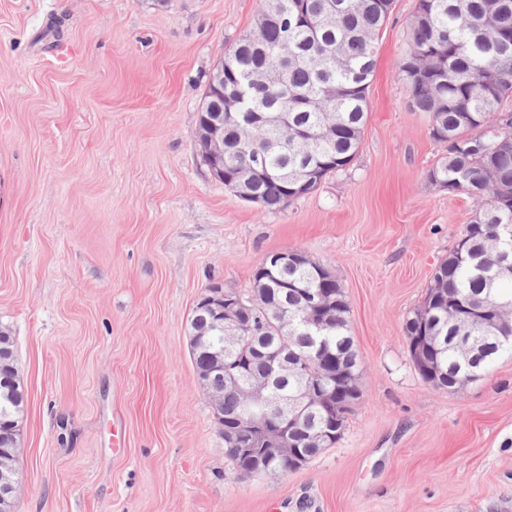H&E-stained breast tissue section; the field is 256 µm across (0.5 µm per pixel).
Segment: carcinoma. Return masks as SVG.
Segmentation results:
<instances>
[{"label": "carcinoma", "mask_w": 512, "mask_h": 512, "mask_svg": "<svg viewBox=\"0 0 512 512\" xmlns=\"http://www.w3.org/2000/svg\"><path fill=\"white\" fill-rule=\"evenodd\" d=\"M252 32L224 56V80L252 72L247 98L256 122L247 126L224 104L225 188L241 187L265 211L280 210L297 199L296 185L283 172H313L305 193L344 169L360 144L368 114V88L376 66V45L393 0H260ZM288 42V60L278 47ZM288 69L282 85L274 72ZM398 75L410 86L411 106L429 116L430 135L444 154L427 172L428 180L467 195L477 205L448 256L435 270L422 304L406 318L404 331L415 368L434 388L454 389L481 376L512 344L498 337L512 334V316L459 320L453 307L481 305L488 294L512 300V254L504 255L497 234L512 226V0H424L410 23L407 54ZM259 174L247 171L254 158ZM321 263L302 255L275 273V299L244 307L241 318L258 323L254 336L227 339L196 308L190 321V348L198 376L216 364H233L249 380L266 379V362L257 350H281L304 358L299 373L269 384L279 409L288 412V396L311 381L341 375L336 382L338 432L345 429V390L364 373L350 334L349 304L339 281L327 286L334 356L312 354L307 331L282 318L303 308L302 293L324 287ZM14 342L0 330V470L16 468L17 428L24 394L14 366ZM212 391L224 393V422L232 428L244 404L239 390L220 379ZM324 416L299 422L295 441L311 459L320 453L309 438ZM239 475L249 476L250 454L227 453Z\"/></svg>", "instance_id": "1"}]
</instances>
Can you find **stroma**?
I'll list each match as a JSON object with an SVG mask.
<instances>
[{"mask_svg": "<svg viewBox=\"0 0 512 512\" xmlns=\"http://www.w3.org/2000/svg\"><path fill=\"white\" fill-rule=\"evenodd\" d=\"M416 0L380 33L352 162L264 211L195 142L209 76L259 0H0V327L24 389L14 512H512V356L437 389L403 329L473 202L397 78ZM331 270L365 367L341 439L239 476L190 353L204 290L271 252Z\"/></svg>", "mask_w": 512, "mask_h": 512, "instance_id": "35a3bbf8", "label": "stroma"}]
</instances>
